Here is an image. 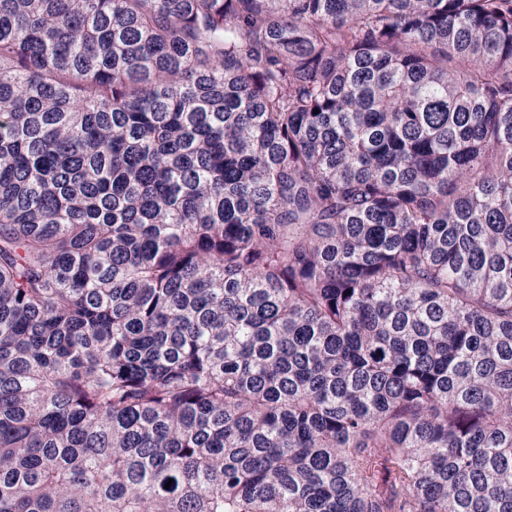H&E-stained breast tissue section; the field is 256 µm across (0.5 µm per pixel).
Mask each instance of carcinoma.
<instances>
[{
	"instance_id": "carcinoma-1",
	"label": "carcinoma",
	"mask_w": 512,
	"mask_h": 512,
	"mask_svg": "<svg viewBox=\"0 0 512 512\" xmlns=\"http://www.w3.org/2000/svg\"><path fill=\"white\" fill-rule=\"evenodd\" d=\"M0 512H512V0H0Z\"/></svg>"
}]
</instances>
